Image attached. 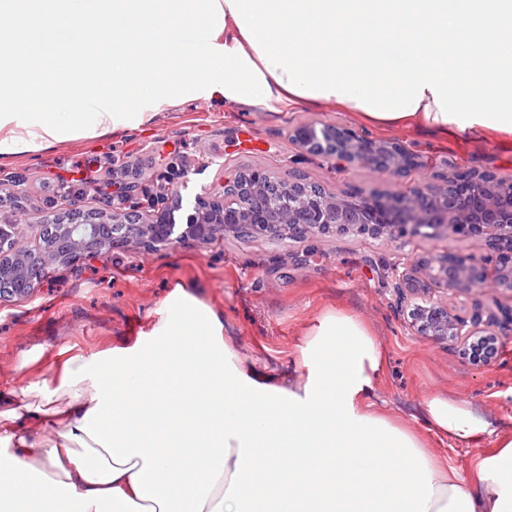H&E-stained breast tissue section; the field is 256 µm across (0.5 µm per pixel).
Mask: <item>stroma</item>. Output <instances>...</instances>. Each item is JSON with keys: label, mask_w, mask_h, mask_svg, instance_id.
Segmentation results:
<instances>
[{"label": "stroma", "mask_w": 512, "mask_h": 512, "mask_svg": "<svg viewBox=\"0 0 512 512\" xmlns=\"http://www.w3.org/2000/svg\"><path fill=\"white\" fill-rule=\"evenodd\" d=\"M311 123L398 141L417 155L419 165L397 180L366 167L336 169L289 139V130ZM453 166L512 176V138L490 132L475 141L462 134L389 130L353 120L333 103H275L265 113L187 101L155 109L151 122L136 130L75 138L0 163V221L23 214L39 222L44 200L76 187L79 176L107 170L136 184L142 195L165 185L179 190L181 222L221 173L229 177L262 167L282 182L304 179L336 193L365 195L404 190ZM18 180L25 194L16 192ZM485 251L479 240L452 236L413 238L403 245L351 235L314 242L227 236L203 245L114 250L69 265L51 264L32 296L0 300V391L40 383L61 353L92 354L137 335L179 285L223 310L243 361L280 373L292 371L306 326L326 310H341L359 316L381 346L378 408L423 432L443 465L467 475L501 437L512 438V335L496 363L472 367L455 349L412 333L380 268L415 254ZM434 394L472 402L488 414L492 434L459 445L426 431L424 401Z\"/></svg>", "instance_id": "35a3bbf8"}]
</instances>
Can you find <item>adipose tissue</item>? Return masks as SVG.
Returning <instances> with one entry per match:
<instances>
[{
  "label": "adipose tissue",
  "mask_w": 512,
  "mask_h": 512,
  "mask_svg": "<svg viewBox=\"0 0 512 512\" xmlns=\"http://www.w3.org/2000/svg\"><path fill=\"white\" fill-rule=\"evenodd\" d=\"M0 31L1 161L187 98L512 133V0H0ZM168 306L135 339L0 394V512L53 498L70 512H512V439L465 476L374 410L382 350L360 317L319 316L288 377L242 363L223 311L185 287ZM424 423L459 443L492 431L444 396Z\"/></svg>",
  "instance_id": "adipose-tissue-1"
}]
</instances>
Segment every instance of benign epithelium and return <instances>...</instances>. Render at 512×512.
<instances>
[{"label":"benign epithelium","instance_id":"benign-epithelium-1","mask_svg":"<svg viewBox=\"0 0 512 512\" xmlns=\"http://www.w3.org/2000/svg\"><path fill=\"white\" fill-rule=\"evenodd\" d=\"M291 137L301 149L336 160L339 169L364 166L398 179L417 165L400 143L345 126L301 125ZM135 192L129 184L103 192L104 207L83 210L86 190L80 187L46 200L44 218L35 225L20 219L1 224L0 299L32 295L41 268L102 251L206 244L244 232L279 240L359 235L386 242L450 234L483 241L486 254H425L387 269V284L401 302L434 289L447 295L444 301L413 305L409 328L483 368L495 361L505 326L512 327V308H503L494 296L512 293V177L455 168L405 191L348 197L301 180L277 185L267 171L249 169L196 196L183 224L175 217L183 203L178 191L161 194L165 205L144 216L138 214ZM24 226L37 229L35 245L28 243Z\"/></svg>","mask_w":512,"mask_h":512}]
</instances>
